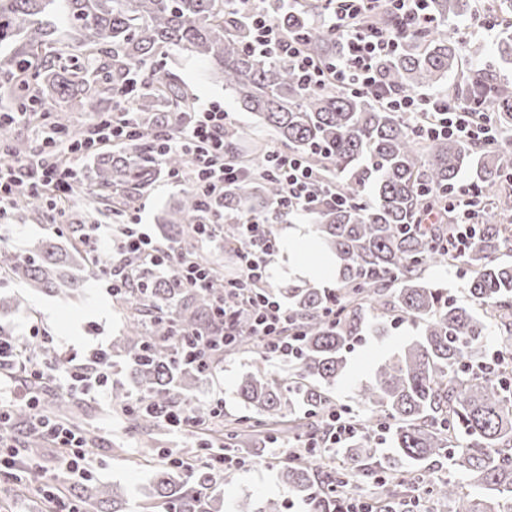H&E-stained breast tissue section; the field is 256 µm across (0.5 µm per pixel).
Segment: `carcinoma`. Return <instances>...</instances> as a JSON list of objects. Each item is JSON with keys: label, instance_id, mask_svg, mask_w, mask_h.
Segmentation results:
<instances>
[{"label": "carcinoma", "instance_id": "obj_1", "mask_svg": "<svg viewBox=\"0 0 512 512\" xmlns=\"http://www.w3.org/2000/svg\"><path fill=\"white\" fill-rule=\"evenodd\" d=\"M470 2L428 0L432 23L407 29L382 7L377 26L400 45L379 62L381 80L406 92L432 87L456 70L464 50L488 63L483 46L464 48L441 28L448 18L465 14ZM258 5L276 16L285 32L303 35L310 56L329 61L339 53L336 32L314 22L320 0H300L290 12L274 0ZM258 5L253 0H0V99L19 112H114L119 90L139 74V92L129 105L138 113L139 135L96 153L91 189L80 184L74 190L76 196L111 201L112 214L119 216L161 170L186 172L191 166L188 150L161 154L162 140L179 134L174 114L193 107L190 92L159 65L161 49L187 51L206 61L224 88L290 153L328 170L348 203L321 206L312 215L321 244L339 262L336 317L324 315L328 291L288 289V331L301 337L291 372L280 379L259 370L243 374L236 393L250 414L218 419L200 407L199 422L185 432L222 450L263 444L284 432L323 442L333 413L344 409L334 390L346 371L347 349L366 332L383 330L390 318L410 321L421 325L420 334L357 389L371 417L348 440L343 466L316 448H292L281 481L303 495L310 512H337L344 492L361 479L380 488L375 512H387L392 497L416 486L450 502V512H504L502 501H512V263L499 261V255L512 246V226L484 222L465 251L453 254L447 248L453 212L443 213L437 224L428 223V212L445 206L448 188L467 169L483 195L512 183V146L420 137L410 120L371 96L334 86L305 88L288 61L246 48L248 20ZM489 10L505 23L495 57L512 63V0H491ZM472 96L490 111L512 100L509 86L489 67L448 85L450 98ZM245 139L238 125L224 123V151L250 169L247 178L225 184L221 197L192 186L159 217L163 239L213 269L214 288H187L143 266L138 281L144 289L122 298L134 314L112 343V355L124 358L136 391L113 382L112 408L132 434L165 431L164 411L192 406V382L211 372L176 361L171 341L182 329L213 328L224 283L223 267L200 251L192 225L222 212L228 220L224 238L232 242L238 221L250 216L265 224L266 236L273 239L275 226L292 213L279 182L263 172L257 146H242ZM461 263L470 270L464 302L424 277L430 264ZM105 268L104 257L83 243L63 254L51 236L27 254L0 249L6 275L64 298L83 291ZM492 325L504 344L505 359L498 364L483 346ZM257 347L256 337L244 330L216 362ZM42 389L45 413L76 421L81 404L71 394L57 393L48 383ZM381 431L390 442L384 454L373 448ZM440 462L464 472L478 492L463 494L458 483L436 479L433 466ZM222 487L219 455L184 454L159 465L142 509L222 512ZM76 498L86 512H123L125 504L118 489L94 482L80 486Z\"/></svg>", "mask_w": 512, "mask_h": 512}]
</instances>
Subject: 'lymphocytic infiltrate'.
I'll list each match as a JSON object with an SVG mask.
<instances>
[{"instance_id": "obj_1", "label": "lymphocytic infiltrate", "mask_w": 512, "mask_h": 512, "mask_svg": "<svg viewBox=\"0 0 512 512\" xmlns=\"http://www.w3.org/2000/svg\"><path fill=\"white\" fill-rule=\"evenodd\" d=\"M321 3L324 24L336 31L342 42L341 52L333 63L326 66L317 63L301 41L286 35L274 16L258 8L250 15V49L272 58H288L307 87L321 88L332 82L340 89L372 93L391 110L411 119L418 136L484 143L498 140L499 132L480 100L458 102L437 93H406L382 84L377 63L395 50L397 42L390 34L365 27L363 19L374 0H321ZM226 118L219 105L200 106L179 136L163 144L167 152L193 144L195 186L209 196L223 195L225 183L247 174L244 166L224 154ZM138 132L137 115L128 110L94 122L78 140L65 139L61 126L44 127L43 151L0 164V238L9 230L7 216L15 201L25 195L44 200L50 227L59 229V218L72 201L75 183L82 178L81 159L103 145L133 137ZM266 170L280 182L284 200L294 212L308 215L315 211L323 184L315 169L293 154L272 149L268 152ZM448 203L457 211L458 224L457 233L448 240V248L459 253L476 235L482 199L474 185L460 184L449 189ZM240 229L241 240L233 245L238 273L224 282L216 308V333L195 338L185 332L177 334L175 342L180 359L202 364L215 346L232 343L238 334L239 314L245 309L252 315L248 330L260 341L270 360L291 362L297 357L299 339L287 331L288 309L269 283L274 243L262 236L259 222L253 219L244 220ZM79 231L91 251H101L103 244H110L108 265L101 281L112 297H121L134 287L133 267L137 264L161 268L189 288L212 286L208 267L180 254L175 246L159 245L152 238L140 222L138 207H128L122 223L83 224ZM24 350L18 337L0 336V432L13 426L19 409L37 408L35 385L52 375L82 395L108 398L112 384L109 346L97 345L86 352L82 362L58 370L25 355ZM17 372L26 375V383L16 384L13 375ZM27 429L54 448L58 465L72 483L91 480L92 460L81 436L70 426L35 416Z\"/></svg>"}]
</instances>
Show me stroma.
I'll return each mask as SVG.
<instances>
[{
	"label": "stroma",
	"mask_w": 512,
	"mask_h": 512,
	"mask_svg": "<svg viewBox=\"0 0 512 512\" xmlns=\"http://www.w3.org/2000/svg\"><path fill=\"white\" fill-rule=\"evenodd\" d=\"M492 22L486 0H475L466 16L445 21L444 27L456 33L459 40L482 43L487 52H494L497 34L487 33ZM192 92L199 103L215 102L223 106L229 121L243 128L250 138L264 148L276 147L273 133L242 109L237 100L224 88L223 81L211 78L206 64L199 58L181 51L167 52L161 59ZM183 184L173 182L167 174H160L141 196L142 224L147 231H155V216L183 191ZM38 322L52 338L51 349L58 358L83 359L86 350L98 343H112L126 329L127 319L121 307L113 302L104 286L89 281L83 294L63 299L0 275V326L21 335L24 325ZM416 335L409 323L388 322L382 333L369 332L347 353L349 369L336 387V401L357 407L360 417H367L366 409L358 408L355 393L374 369L393 351L406 345ZM262 370L280 378L289 367L261 359L255 353L228 357L216 374L203 378L193 390V400L206 405L215 397H223L224 412L244 414L245 408L235 393L238 378L249 371ZM91 421L101 436L95 455V479L105 485H117L129 506L144 501L153 483V474L161 463L159 455L141 456L139 440L128 435L123 421L112 418L104 399L82 397ZM280 464L272 455H264L257 463L228 468L224 484V503L229 512H256L267 496L279 498L282 512H303L305 503L300 496L288 490L279 480Z\"/></svg>",
	"instance_id": "1"
}]
</instances>
